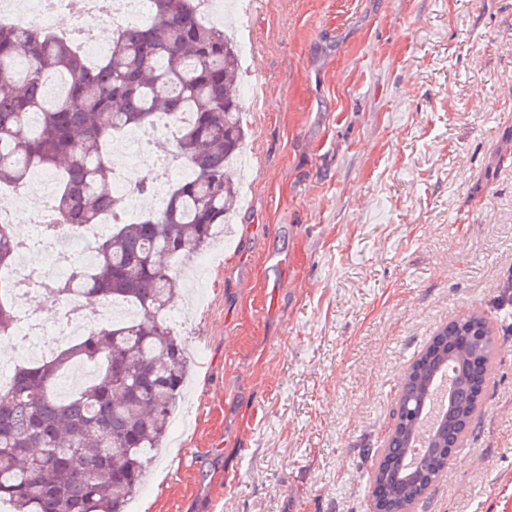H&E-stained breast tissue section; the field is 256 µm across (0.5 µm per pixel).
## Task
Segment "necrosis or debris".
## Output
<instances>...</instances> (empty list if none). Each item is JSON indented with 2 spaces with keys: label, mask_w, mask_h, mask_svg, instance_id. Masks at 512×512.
<instances>
[{
  "label": "necrosis or debris",
  "mask_w": 512,
  "mask_h": 512,
  "mask_svg": "<svg viewBox=\"0 0 512 512\" xmlns=\"http://www.w3.org/2000/svg\"><path fill=\"white\" fill-rule=\"evenodd\" d=\"M153 15V0H0V18L17 26H54L57 17H65L74 31L84 36L94 52L105 50L96 33L104 23L122 27L148 23ZM176 121L163 117L154 124L128 133L119 156L112 165V188L129 219L139 216L140 196L135 182L128 177L130 168L156 172L167 168L166 155L155 151L158 140H173ZM30 188L34 199L26 209H0V224L13 225L20 244L18 254L8 269L0 268V292L10 294L22 317L16 332V344L24 356L37 357L46 349L68 336H84L94 329L111 323L114 316L135 317L136 311L122 303L100 302L98 307L84 308L66 303L54 321H44L27 305L37 291L38 280H55L65 274L60 260L62 251L80 250L90 254L92 244L109 230L107 223L90 224L76 234L44 235L42 227L52 210L53 191L47 177L35 174Z\"/></svg>",
  "instance_id": "4bbe7bcc"
}]
</instances>
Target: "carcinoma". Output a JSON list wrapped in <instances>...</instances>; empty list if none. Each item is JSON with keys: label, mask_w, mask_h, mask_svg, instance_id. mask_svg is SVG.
<instances>
[{"label": "carcinoma", "mask_w": 512, "mask_h": 512, "mask_svg": "<svg viewBox=\"0 0 512 512\" xmlns=\"http://www.w3.org/2000/svg\"><path fill=\"white\" fill-rule=\"evenodd\" d=\"M143 27L116 31L112 51L87 62L73 43L35 27L0 26V186L23 187L31 170L61 173L53 223L112 219L91 260L65 258L67 275L46 284L51 298L109 299L136 308L48 361L22 362L0 389V501L13 512H123L139 492L187 374L186 349L167 325L178 268L202 254L239 205L227 176L246 137L239 45L197 17V0H154ZM188 112L173 152L195 176L173 181L165 207L117 222L108 145L161 115ZM17 248L0 225V264ZM0 296V335L16 326ZM493 350L486 319L465 313L443 326L400 387L401 415L427 410L443 373L454 381L445 415L427 445L465 434L481 399ZM416 432L399 419L374 471L381 507L401 509L428 493L445 468L441 454L404 470Z\"/></svg>", "instance_id": "carcinoma-1"}]
</instances>
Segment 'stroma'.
<instances>
[{"label": "stroma", "mask_w": 512, "mask_h": 512, "mask_svg": "<svg viewBox=\"0 0 512 512\" xmlns=\"http://www.w3.org/2000/svg\"><path fill=\"white\" fill-rule=\"evenodd\" d=\"M250 185L128 512H370L399 387L478 312L482 405L418 512H512V0H263Z\"/></svg>", "instance_id": "stroma-1"}]
</instances>
